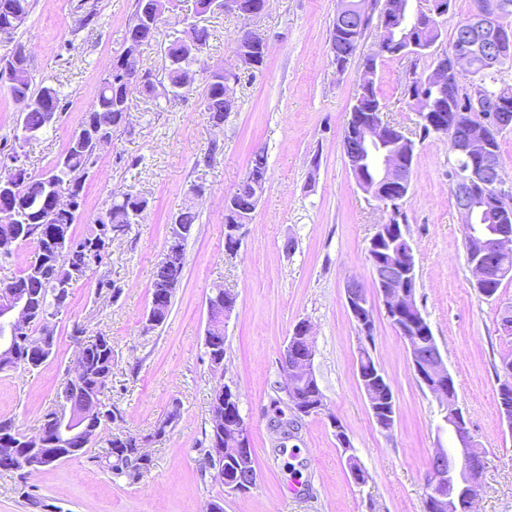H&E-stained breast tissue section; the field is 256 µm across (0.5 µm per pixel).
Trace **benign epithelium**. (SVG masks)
I'll return each instance as SVG.
<instances>
[{"instance_id": "benign-epithelium-1", "label": "benign epithelium", "mask_w": 512, "mask_h": 512, "mask_svg": "<svg viewBox=\"0 0 512 512\" xmlns=\"http://www.w3.org/2000/svg\"><path fill=\"white\" fill-rule=\"evenodd\" d=\"M258 7L245 9L242 0H222L224 10L242 17H256L264 12L267 0H257ZM508 6L504 0H482L474 15L467 22L462 36L449 50L434 54L431 72L423 80L407 84L406 99L417 112L421 124L433 130H451L453 151L464 164L456 174L452 195L456 208L463 218L466 237L473 243L474 258L470 262L475 286L492 298L495 285L512 271L505 266L486 261L485 256L512 252V226L500 225L491 237L478 235L472 224V200L482 195L483 208L504 212L512 203V185L501 176L490 146L488 132L505 129L512 124V92L503 87L490 97L485 94L477 75L472 73L471 59L484 47L486 69L498 70L512 58V38L498 29L496 16ZM449 0H358L355 19L369 28L379 31L376 48L369 53L372 61L384 55L415 60L431 52L434 44L421 46L407 38L402 27L406 16H417L421 26L448 14ZM362 79L351 107L350 118L345 126L343 148L357 186L382 208L397 215L400 201L410 185V157L415 150L408 133L396 123L381 117L380 112L367 102L366 88L374 80L375 66H362ZM438 98L464 99L467 110L463 112H435L426 106L430 91ZM250 219L241 216L236 223L224 226L225 235L233 241V249L226 251L232 256L238 249L243 230ZM375 287L383 298L387 315L404 335L415 375L420 383L440 400L449 399L448 385L451 374L431 327L416 302V264L413 249L401 225L388 221L378 224L368 241ZM347 307L365 339L373 333L374 321L366 288L350 280L346 284ZM27 301L12 289L0 295V324L7 328L9 337L0 354L15 356V341L22 340L27 332L29 317ZM315 344L308 322L298 323L280 354L289 409L294 421L319 415L325 411L320 400V389L314 373ZM358 376L367 395L377 425L389 430L394 425V410L387 407L391 402L388 384L379 370L358 366ZM215 431L210 444L208 461L214 476L224 480V465L235 468L234 481L225 486L229 492H245L255 486L257 475L246 471L252 449L250 426L237 412L231 413L238 403V395L230 385L219 386L212 392ZM76 417L65 407L51 410L45 421L58 428L51 444L74 450L82 442ZM456 441L452 451L438 448L432 456V464L425 479V496L429 512H456L460 501L457 490L475 498L484 475L485 464L480 461L474 440L460 408L448 404V421ZM20 459L27 469L37 471L44 467L47 456L42 449L25 448Z\"/></svg>"}]
</instances>
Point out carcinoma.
Returning a JSON list of instances; mask_svg holds the SVG:
<instances>
[{
	"instance_id": "cac0c4a2",
	"label": "carcinoma",
	"mask_w": 512,
	"mask_h": 512,
	"mask_svg": "<svg viewBox=\"0 0 512 512\" xmlns=\"http://www.w3.org/2000/svg\"><path fill=\"white\" fill-rule=\"evenodd\" d=\"M173 0L155 2L156 20L152 28L144 27L140 15L142 0H134V8L123 42L133 41L139 45L151 42L159 31L162 9ZM32 9L31 0H0V43L7 46L0 56V85L7 87L14 100L23 97L30 101L29 108L22 112L20 122L21 134L14 136V144L0 156L8 157L22 147V143L42 134L53 125L49 120L51 113L63 111L62 92L52 85L34 88L35 78L31 68L26 45L16 37ZM365 31L359 29L352 20L334 19L329 39L335 41L336 50L347 56H356ZM199 62V55L180 43L168 50L163 68L167 76L170 93L179 94L183 73ZM123 55H118L106 70L102 79L96 101L89 112L85 113L83 123L89 124L100 133L110 137L121 131L118 121L129 116L130 95L133 89L140 87L145 92L153 91L150 73L141 74V82L126 81L121 74ZM204 112L208 116L224 117V83L221 76L212 73L206 83L203 97ZM92 169L89 153L84 148H76L68 143L64 154L54 168L46 175L26 176L15 183L13 196H0V206L13 208L21 217V230L28 226L42 228V243L46 255L40 262H34L12 278V283L30 296L31 326L39 329L38 339L49 341L55 346L53 331L48 328L50 321L67 308L74 285L85 279L87 273L102 265L109 255L112 238H102L101 226L117 229L115 238L128 235L134 224V213L143 211L148 205L145 197L130 190L112 197L110 206L100 214L82 235H76L71 227L76 219L74 212L50 214L52 199L58 194L71 197L74 208L80 209L84 197L85 180ZM199 214L191 206L184 207L173 222V236L178 246L184 247L197 224ZM477 223L482 225L485 234L496 231L499 224H512V215L499 217L480 214ZM10 226L0 224V263L13 259L22 240L8 237ZM184 270V255H179L178 262L159 261L155 267L151 294H158V289H168L166 301L160 306V322L168 318L175 287L181 282ZM222 309L212 306L211 318L216 328L212 334L210 346L212 353H224V322ZM112 338L98 333L92 340L82 346L81 374L75 381H65L66 398L73 412L81 416L86 405L94 402L102 409V418L94 424V429L84 434V445L80 453L99 447L95 459L113 477L125 478L132 482L140 479L150 470L151 458L142 459L135 452L143 440L165 436L166 428L158 425L154 432L143 437L131 433L115 439L113 436L102 437V427L121 416L120 410L110 402L107 395L108 382L112 378ZM31 444L30 437L16 429L11 419H0V470L12 472L19 449Z\"/></svg>"
}]
</instances>
